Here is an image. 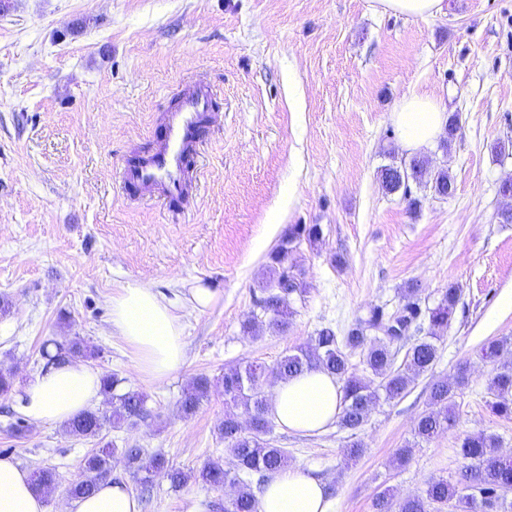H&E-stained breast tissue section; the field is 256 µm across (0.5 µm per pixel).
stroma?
I'll list each match as a JSON object with an SVG mask.
<instances>
[{"mask_svg": "<svg viewBox=\"0 0 512 512\" xmlns=\"http://www.w3.org/2000/svg\"><path fill=\"white\" fill-rule=\"evenodd\" d=\"M444 5L427 19L383 12L376 0H10L0 12V296L13 299L0 314V366L16 374L14 390L0 393V456L54 471L48 512H62L84 456L102 442L163 454L190 473L179 490L158 476L144 494L116 456L111 476L138 493L141 512H224L230 486L198 477L226 454L224 371L273 365L326 326L344 335L373 307L393 312L411 283L424 307L460 290L433 368L380 401L357 434L337 423L310 435L275 426L271 443L327 482L335 512H373L381 491L398 499L455 479L466 435L493 434L501 452L512 449V418L489 407L493 364L480 353L512 340V224L497 218L512 206L499 192L512 177V0ZM195 76L218 91L196 198L177 221L157 204L127 206L120 159L155 144L157 114ZM412 93L440 96L459 120L449 146L426 153L455 193L412 186L415 210L377 177L410 157L392 113ZM292 224L322 229L319 242L288 254L305 292L287 332L252 337L242 324ZM136 278L168 294L199 283L219 295L184 313L186 363L161 383L139 376L110 331L109 299ZM75 337L95 350L90 366L145 395L147 415L97 440L26 418L16 390L43 369L42 344ZM463 363L454 426L415 440L432 383ZM200 376L210 395L183 416L182 391ZM354 439L364 451L352 459ZM407 445L409 461L393 465Z\"/></svg>", "mask_w": 512, "mask_h": 512, "instance_id": "35a3bbf8", "label": "stroma"}]
</instances>
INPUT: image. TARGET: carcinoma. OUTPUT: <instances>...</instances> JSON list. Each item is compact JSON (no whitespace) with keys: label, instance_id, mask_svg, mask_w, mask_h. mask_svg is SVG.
Returning <instances> with one entry per match:
<instances>
[{"label":"carcinoma","instance_id":"obj_1","mask_svg":"<svg viewBox=\"0 0 512 512\" xmlns=\"http://www.w3.org/2000/svg\"><path fill=\"white\" fill-rule=\"evenodd\" d=\"M423 168V158L414 156L397 167H383L379 171V178L387 192L401 190L403 197L415 206L417 200L410 198V182L421 183ZM426 185L440 197H450L455 191L454 182L444 169L434 171ZM321 234L318 224L288 225L281 243L270 255L272 278L262 284V297L257 300V306L266 319L252 316L243 325L245 331L255 335L264 326L279 332L288 331L293 316L292 296L304 292L292 268L285 265L289 249L292 244L302 240L316 243ZM459 298L460 290L450 286L434 307L423 309L420 306L419 286L414 283L407 285L401 306L403 315L398 322L407 331L423 316L433 331L412 343L398 366L395 365L396 352L393 351L395 335L387 329L390 314L380 307H374L369 316L349 328L345 336L340 338L333 329L325 327L319 330L310 345L283 356L270 369L260 364H246L224 371L221 379L224 404L232 407V410L225 413L224 421L218 425V434L224 439L231 466L217 459L208 463L200 473L202 480L212 485H238L234 495L224 503V512H256V499L244 484L246 478L255 473L272 474L288 465L285 451L273 446L267 439L271 429L268 388L307 370L321 369L327 372L341 384L343 392L339 423L354 433L364 424L368 411L380 400L398 397L415 378L432 368L438 357L439 340L434 329H448ZM349 350L360 351L368 376H359L352 370L347 354ZM40 354L53 365L95 356L94 350L80 339L55 346L53 354L44 344ZM482 356L497 364L489 386L493 396L491 410L500 417L508 418L512 416V343L504 339L491 341L482 349ZM467 381V368L463 365L452 378H442L432 384L429 407L414 425L415 437L429 440L452 427V402ZM120 382L121 379L115 374L102 378L103 392L112 399L111 414L87 410L65 426L66 432L95 438L108 424L120 425L141 416L145 412L146 396L134 390L116 393ZM210 389L209 379H193L182 392L180 411L186 416L194 414L209 396ZM241 416L253 422V428L248 433L242 431L239 422ZM118 451L109 447L95 448L85 455L81 465L82 476L68 488L69 496L78 498L92 495L99 484L110 476L112 456ZM119 452L144 486L152 483L159 471L167 474L174 488L182 487L190 479L187 473L169 467L160 453L146 457L139 448H124ZM459 454L467 464L456 482L431 480L421 491L400 500L383 492L373 502L374 512H439L441 506L447 507L450 512H485V509L505 501L503 492L512 489V457L499 452L498 439L483 432L470 434L462 440Z\"/></svg>","mask_w":512,"mask_h":512}]
</instances>
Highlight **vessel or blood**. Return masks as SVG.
I'll return each mask as SVG.
<instances>
[{
	"label": "vessel or blood",
	"instance_id": "vessel-or-blood-1",
	"mask_svg": "<svg viewBox=\"0 0 512 512\" xmlns=\"http://www.w3.org/2000/svg\"><path fill=\"white\" fill-rule=\"evenodd\" d=\"M214 92L202 82L179 90L163 116L161 137L148 150L125 156L122 183L130 197H154L177 210L198 180L202 122L213 109Z\"/></svg>",
	"mask_w": 512,
	"mask_h": 512
}]
</instances>
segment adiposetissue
I'll list each match as a JSON object with an SVG mask.
<instances>
[{"mask_svg": "<svg viewBox=\"0 0 512 512\" xmlns=\"http://www.w3.org/2000/svg\"><path fill=\"white\" fill-rule=\"evenodd\" d=\"M400 142L410 151L431 147L448 122L432 94L404 96L393 111ZM110 327L135 353L137 371L160 382L186 362L183 328L173 300L145 281L127 282L110 299ZM103 398L101 374L80 362L49 367L19 395L27 418L35 424H66ZM336 380L311 370L280 381L270 399L271 413L284 431L320 433L341 409ZM0 512H47L45 497L30 473L11 457L0 458ZM65 512H140L125 483L107 480L92 496L70 500ZM258 512H334L327 487L303 468L291 466L273 474L259 496Z\"/></svg>", "mask_w": 512, "mask_h": 512, "instance_id": "ef3b65f1", "label": "adipose tissue"}]
</instances>
